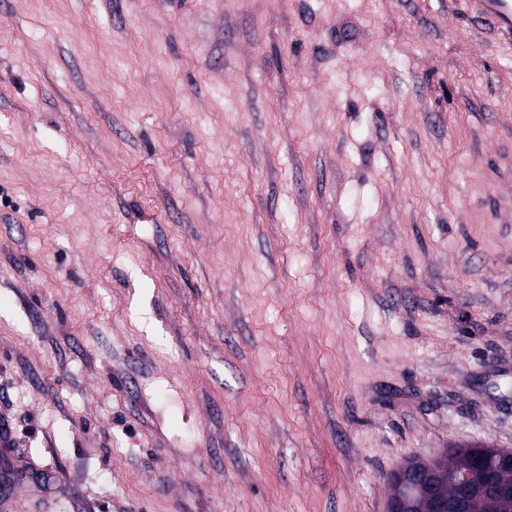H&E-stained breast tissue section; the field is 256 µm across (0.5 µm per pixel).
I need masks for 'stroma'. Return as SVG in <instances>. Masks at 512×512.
<instances>
[{
  "label": "stroma",
  "mask_w": 512,
  "mask_h": 512,
  "mask_svg": "<svg viewBox=\"0 0 512 512\" xmlns=\"http://www.w3.org/2000/svg\"><path fill=\"white\" fill-rule=\"evenodd\" d=\"M511 147L462 0H0V512H384L512 450ZM497 190L489 212L492 224L512 223V152L499 153L494 172ZM498 452L502 454L509 452L512 457V450L509 451L502 448H467L466 450H464V448H450L444 458L437 459L440 461L442 467L438 475V482L446 500H448V496L452 497L456 494L455 488L448 487V468L455 472H468L473 469L478 454H480L482 459L488 462L487 455L489 453Z\"/></svg>",
  "instance_id": "1"
}]
</instances>
